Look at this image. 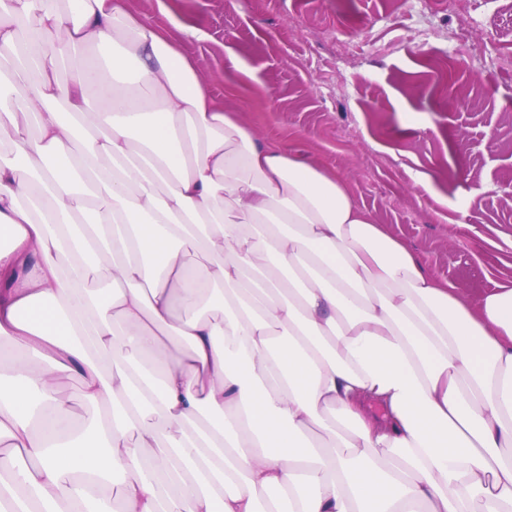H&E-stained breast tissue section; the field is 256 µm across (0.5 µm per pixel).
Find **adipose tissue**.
<instances>
[{"instance_id": "ef3b65f1", "label": "adipose tissue", "mask_w": 512, "mask_h": 512, "mask_svg": "<svg viewBox=\"0 0 512 512\" xmlns=\"http://www.w3.org/2000/svg\"><path fill=\"white\" fill-rule=\"evenodd\" d=\"M0 140L13 502L512 512V287L430 273L124 0H0Z\"/></svg>"}]
</instances>
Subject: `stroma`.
Here are the masks:
<instances>
[{"mask_svg":"<svg viewBox=\"0 0 512 512\" xmlns=\"http://www.w3.org/2000/svg\"><path fill=\"white\" fill-rule=\"evenodd\" d=\"M167 4V34L259 141L334 170L467 296L512 284V0Z\"/></svg>","mask_w":512,"mask_h":512,"instance_id":"35a3bbf8","label":"stroma"}]
</instances>
